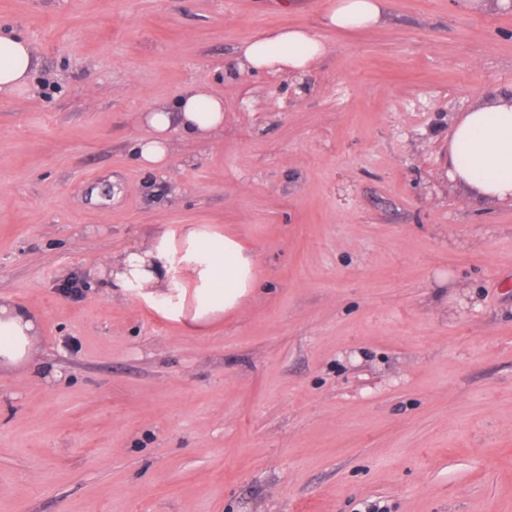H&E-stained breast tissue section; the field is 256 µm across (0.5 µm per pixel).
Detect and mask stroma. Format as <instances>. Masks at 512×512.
Returning a JSON list of instances; mask_svg holds the SVG:
<instances>
[{
	"label": "stroma",
	"instance_id": "obj_1",
	"mask_svg": "<svg viewBox=\"0 0 512 512\" xmlns=\"http://www.w3.org/2000/svg\"><path fill=\"white\" fill-rule=\"evenodd\" d=\"M329 3L0 0L35 50L0 97V294L39 318L0 369V512H512V204L444 163L512 94V7L344 33ZM291 26L328 46L308 72L239 71ZM196 84L223 128L141 168L140 114ZM186 224L255 253L197 332L98 275Z\"/></svg>",
	"mask_w": 512,
	"mask_h": 512
}]
</instances>
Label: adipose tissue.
<instances>
[{"label": "adipose tissue", "mask_w": 512, "mask_h": 512, "mask_svg": "<svg viewBox=\"0 0 512 512\" xmlns=\"http://www.w3.org/2000/svg\"><path fill=\"white\" fill-rule=\"evenodd\" d=\"M383 0H331L323 23L341 32L377 26ZM238 67L248 72L284 75L303 73L327 53L326 43L312 30L278 28L243 43ZM34 63V48L9 29L0 28V97L24 91ZM150 134L137 148V161L147 169H163L171 151V136L204 138L224 125V100L196 85L175 108L160 106L143 114ZM449 175L480 201L512 199V95H496L472 105L448 139ZM254 254L242 240L190 224L180 239L155 237L142 251L112 257L102 270L112 286L137 289L148 302H162L168 318L197 329L218 313L238 306L254 284ZM195 284L193 306L172 300L176 273ZM38 320L28 310L0 295V368L26 362Z\"/></svg>", "instance_id": "ef3b65f1"}]
</instances>
